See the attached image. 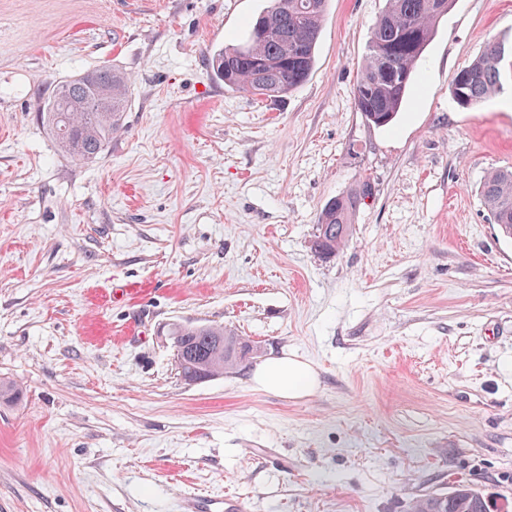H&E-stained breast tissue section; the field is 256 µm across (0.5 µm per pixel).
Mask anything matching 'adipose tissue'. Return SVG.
Instances as JSON below:
<instances>
[{
    "instance_id": "obj_1",
    "label": "adipose tissue",
    "mask_w": 512,
    "mask_h": 512,
    "mask_svg": "<svg viewBox=\"0 0 512 512\" xmlns=\"http://www.w3.org/2000/svg\"><path fill=\"white\" fill-rule=\"evenodd\" d=\"M251 384L265 393L297 399L317 389L319 375L308 361L283 352L257 364L252 372Z\"/></svg>"
}]
</instances>
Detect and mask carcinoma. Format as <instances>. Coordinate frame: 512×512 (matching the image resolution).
Here are the masks:
<instances>
[{"instance_id":"cac0c4a2","label":"carcinoma","mask_w":512,"mask_h":512,"mask_svg":"<svg viewBox=\"0 0 512 512\" xmlns=\"http://www.w3.org/2000/svg\"><path fill=\"white\" fill-rule=\"evenodd\" d=\"M328 0H269L240 42L213 52L209 69L224 85L258 99L284 96L304 83L314 69L316 48ZM454 0H386L372 25L366 54L354 89V104L376 127L396 118L416 76V65L434 38L440 20ZM512 42L490 39L482 53L456 73L452 93L464 109L482 105L503 89L512 77ZM83 82L64 80L44 103L42 119L58 147L76 161L97 159L121 129L129 99L128 80L121 73L98 68L84 73ZM112 94V108L94 112L82 103L103 89ZM370 194L365 183L355 193L331 200L319 215L313 242L316 252L330 257L349 235L353 213ZM485 208L499 233L512 238V171L489 172L479 186ZM182 361L179 374L188 379L212 378L243 363V337L222 325L173 323ZM484 503L466 504L445 495H425L407 506V512H483Z\"/></svg>"}]
</instances>
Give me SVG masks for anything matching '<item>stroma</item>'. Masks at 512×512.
<instances>
[{
    "instance_id": "1",
    "label": "stroma",
    "mask_w": 512,
    "mask_h": 512,
    "mask_svg": "<svg viewBox=\"0 0 512 512\" xmlns=\"http://www.w3.org/2000/svg\"><path fill=\"white\" fill-rule=\"evenodd\" d=\"M267 0H0V512H403L468 482L512 505V239L477 189L512 169V83L458 106L456 72L512 40V0H455L390 126L353 99L385 0H330L287 97L207 67ZM110 67L123 128L73 161L39 110ZM369 182L336 256L332 198ZM143 285L135 302L119 286ZM258 352L181 378L169 324ZM320 385L253 389L281 351ZM191 512H241V504L234 498L223 495H206L195 498L190 505Z\"/></svg>"
}]
</instances>
